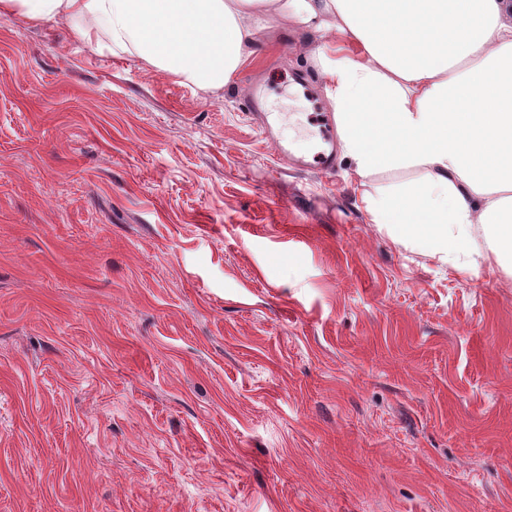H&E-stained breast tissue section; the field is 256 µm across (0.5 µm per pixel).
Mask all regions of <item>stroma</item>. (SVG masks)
<instances>
[{
    "label": "stroma",
    "mask_w": 512,
    "mask_h": 512,
    "mask_svg": "<svg viewBox=\"0 0 512 512\" xmlns=\"http://www.w3.org/2000/svg\"><path fill=\"white\" fill-rule=\"evenodd\" d=\"M316 41L205 93L0 17V512H512V268L279 161L243 98L312 157Z\"/></svg>",
    "instance_id": "1"
}]
</instances>
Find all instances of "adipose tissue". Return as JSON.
<instances>
[{"label": "adipose tissue", "mask_w": 512, "mask_h": 512, "mask_svg": "<svg viewBox=\"0 0 512 512\" xmlns=\"http://www.w3.org/2000/svg\"><path fill=\"white\" fill-rule=\"evenodd\" d=\"M512 0H0V16L68 22L211 92L254 62L278 20L318 33L312 51L353 172L415 168L367 196L373 223L440 254L482 225L512 267Z\"/></svg>", "instance_id": "ef3b65f1"}]
</instances>
